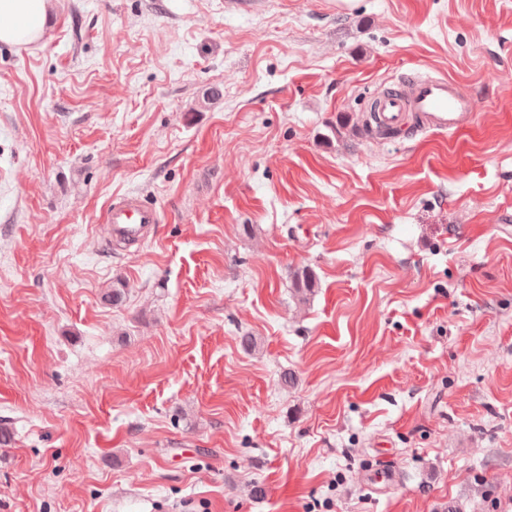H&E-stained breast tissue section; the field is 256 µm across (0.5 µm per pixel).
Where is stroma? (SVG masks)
I'll use <instances>...</instances> for the list:
<instances>
[{
    "label": "stroma",
    "instance_id": "stroma-1",
    "mask_svg": "<svg viewBox=\"0 0 512 512\" xmlns=\"http://www.w3.org/2000/svg\"><path fill=\"white\" fill-rule=\"evenodd\" d=\"M225 2L0 43V512H512V0ZM407 71L472 123L369 133ZM102 222L110 241L140 248L151 239L155 225L161 222V215L141 197L128 194L112 200Z\"/></svg>",
    "mask_w": 512,
    "mask_h": 512
}]
</instances>
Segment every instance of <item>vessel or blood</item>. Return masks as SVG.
<instances>
[{"instance_id":"b4317fda","label":"vessel or blood","mask_w":512,"mask_h":512,"mask_svg":"<svg viewBox=\"0 0 512 512\" xmlns=\"http://www.w3.org/2000/svg\"><path fill=\"white\" fill-rule=\"evenodd\" d=\"M378 123L393 133H401L409 122H417L421 135L455 136L474 117L476 101L455 81L445 77L409 74L397 87L377 97ZM159 211L141 197L126 195L112 200L103 214L106 236L139 248L150 240Z\"/></svg>"}]
</instances>
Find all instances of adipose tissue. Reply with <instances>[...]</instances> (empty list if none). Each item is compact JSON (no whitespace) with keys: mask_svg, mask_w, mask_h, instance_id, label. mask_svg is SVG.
<instances>
[{"mask_svg":"<svg viewBox=\"0 0 512 512\" xmlns=\"http://www.w3.org/2000/svg\"><path fill=\"white\" fill-rule=\"evenodd\" d=\"M54 0H0V43L22 44L41 38Z\"/></svg>","mask_w":512,"mask_h":512,"instance_id":"1","label":"adipose tissue"}]
</instances>
